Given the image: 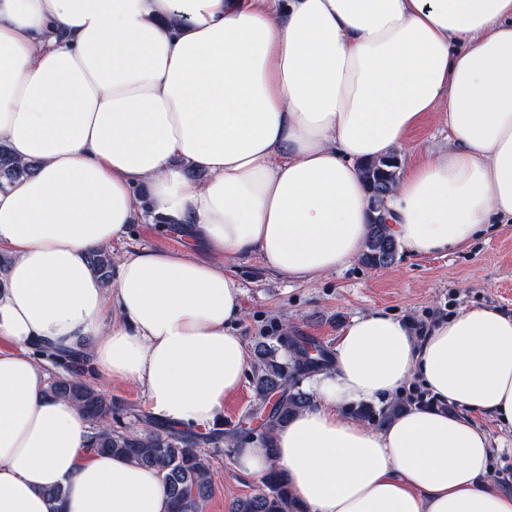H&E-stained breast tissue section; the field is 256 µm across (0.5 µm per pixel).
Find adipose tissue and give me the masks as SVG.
Returning a JSON list of instances; mask_svg holds the SVG:
<instances>
[{
	"label": "adipose tissue",
	"mask_w": 512,
	"mask_h": 512,
	"mask_svg": "<svg viewBox=\"0 0 512 512\" xmlns=\"http://www.w3.org/2000/svg\"><path fill=\"white\" fill-rule=\"evenodd\" d=\"M432 118L447 147L401 166L383 210L417 256L512 221V0H0V142L35 165L0 188V512H169L155 470L92 447L35 345L88 341L97 382L215 422L249 364L232 263L298 282L351 265L363 164ZM147 211L188 248L125 253L104 284L91 253ZM413 383L432 405L381 428L344 412ZM314 391L241 470L277 466L309 512H512L477 421L512 428V315L474 306L423 336L357 316Z\"/></svg>",
	"instance_id": "adipose-tissue-1"
}]
</instances>
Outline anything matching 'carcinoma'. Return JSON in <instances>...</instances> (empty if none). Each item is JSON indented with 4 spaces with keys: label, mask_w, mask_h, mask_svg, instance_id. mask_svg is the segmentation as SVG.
<instances>
[{
    "label": "carcinoma",
    "mask_w": 512,
    "mask_h": 512,
    "mask_svg": "<svg viewBox=\"0 0 512 512\" xmlns=\"http://www.w3.org/2000/svg\"><path fill=\"white\" fill-rule=\"evenodd\" d=\"M31 169L32 165L15 160L0 143V186L27 175ZM363 177L371 191L374 209L379 212L397 177V164L391 157L369 162L363 166ZM397 250L398 243L388 232L387 225L376 221L369 225L360 259L368 266L385 267L394 262ZM91 266L105 283L112 282V252L106 249L94 252ZM86 347L85 342L70 349L36 346V354L57 369L49 386L50 392L84 412L94 428L93 447L155 470L169 499L170 512H200L212 494L209 464L198 449L200 441L216 447L227 442L232 445V452L242 442L254 441L274 453L276 431L313 404V394L300 386L301 377L327 370L331 365V355L323 347L295 336L285 342L279 334L268 341L258 342L254 349L252 387L255 409L263 410L267 404H272L271 411L262 418L256 436L248 432L226 439L219 432L202 438L195 432H177L149 416L143 419L145 432L134 434L112 428V421L120 417V406L84 381V374L91 369ZM402 410L403 405L399 402L379 411L360 404L352 408L351 414L383 425ZM261 484L257 493L237 501L235 512H306L292 496L282 471L269 469L261 477Z\"/></svg>",
    "instance_id": "cac0c4a2"
}]
</instances>
